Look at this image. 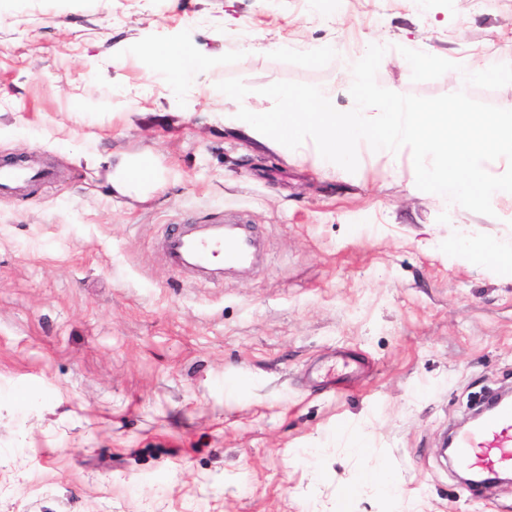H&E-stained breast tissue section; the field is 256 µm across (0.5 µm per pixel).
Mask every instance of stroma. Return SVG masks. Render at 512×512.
I'll return each instance as SVG.
<instances>
[{"mask_svg":"<svg viewBox=\"0 0 512 512\" xmlns=\"http://www.w3.org/2000/svg\"><path fill=\"white\" fill-rule=\"evenodd\" d=\"M326 8L0 0V159L55 173L0 192V512H512L511 483L472 496L440 454L512 389V275L448 251L512 236V195L490 216L436 199L406 146H360L353 173L309 140L281 152L224 125L236 102L216 88L241 78L266 112L261 87L332 85L347 112L343 57L379 44L380 86L453 93L462 69L512 63V0ZM151 42L217 59L185 82L190 106L149 75ZM404 47L462 69L413 81ZM112 152L148 156L155 189L119 195L80 161ZM229 213L266 238L251 275L164 264L172 225ZM377 468L395 498L346 499Z\"/></svg>","mask_w":512,"mask_h":512,"instance_id":"obj_1","label":"stroma"}]
</instances>
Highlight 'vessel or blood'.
I'll use <instances>...</instances> for the list:
<instances>
[{
    "mask_svg": "<svg viewBox=\"0 0 512 512\" xmlns=\"http://www.w3.org/2000/svg\"><path fill=\"white\" fill-rule=\"evenodd\" d=\"M41 170H23L0 162V189L43 178ZM266 243L252 225L238 218L209 224H181L164 239L165 264L179 272L201 275L210 271L214 257H222L225 268L249 271L260 262ZM462 464L479 472H512V406H503L475 431L457 442Z\"/></svg>",
    "mask_w": 512,
    "mask_h": 512,
    "instance_id": "obj_1",
    "label": "vessel or blood"
}]
</instances>
